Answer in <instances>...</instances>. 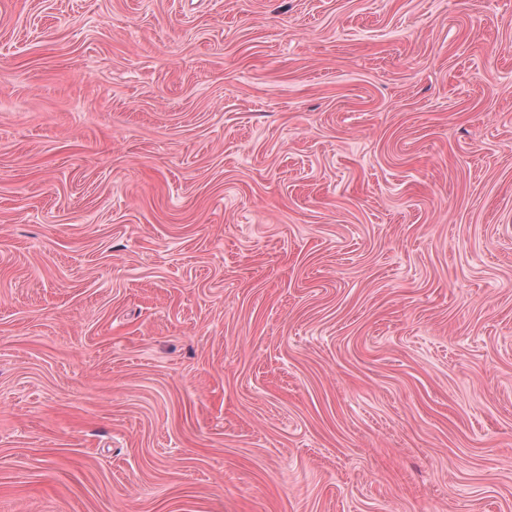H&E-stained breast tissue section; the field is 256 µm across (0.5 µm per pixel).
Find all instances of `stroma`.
Instances as JSON below:
<instances>
[{
    "mask_svg": "<svg viewBox=\"0 0 512 512\" xmlns=\"http://www.w3.org/2000/svg\"><path fill=\"white\" fill-rule=\"evenodd\" d=\"M0 512H512V0H0Z\"/></svg>",
    "mask_w": 512,
    "mask_h": 512,
    "instance_id": "35a3bbf8",
    "label": "stroma"
}]
</instances>
